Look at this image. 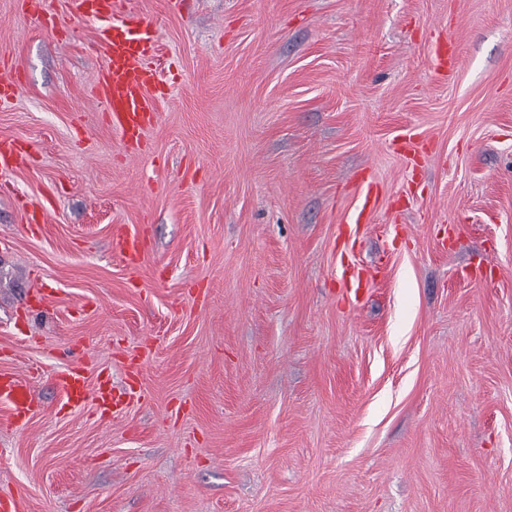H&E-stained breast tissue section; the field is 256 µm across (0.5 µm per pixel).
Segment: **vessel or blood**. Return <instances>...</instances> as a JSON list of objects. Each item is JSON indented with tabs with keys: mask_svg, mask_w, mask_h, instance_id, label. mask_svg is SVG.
<instances>
[{
	"mask_svg": "<svg viewBox=\"0 0 512 512\" xmlns=\"http://www.w3.org/2000/svg\"><path fill=\"white\" fill-rule=\"evenodd\" d=\"M67 4L75 20L96 25L95 41L103 50L105 64L93 74L91 84L108 105L112 129L126 139L140 137L158 112V79L151 63L155 51L151 25L136 15L122 12L116 0H67ZM33 159V152L18 140L0 141V172L29 166ZM377 199L373 185L362 186L350 223H366ZM342 277L350 296L357 300L364 297L366 273L349 267L344 269ZM40 371V365L36 364L27 378L0 373V402L8 405V425H18L34 414L37 398L33 379ZM55 384L71 408L78 409L90 402L96 413L104 417L121 409L122 401L116 396L111 375L101 374L96 382H89L83 364H70L56 376Z\"/></svg>",
	"mask_w": 512,
	"mask_h": 512,
	"instance_id": "obj_1",
	"label": "vessel or blood"
}]
</instances>
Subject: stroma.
Instances as JSON below:
<instances>
[{"label":"stroma","instance_id":"stroma-1","mask_svg":"<svg viewBox=\"0 0 512 512\" xmlns=\"http://www.w3.org/2000/svg\"><path fill=\"white\" fill-rule=\"evenodd\" d=\"M161 96L131 143L58 40L0 0V424L26 512H512V0H122ZM452 39L449 81L431 49ZM420 137L408 160L394 146ZM379 202L350 240L363 181ZM46 212L24 230L23 208ZM144 248H111L118 227ZM383 275L351 302L346 264ZM54 293L30 311L36 289ZM127 400L70 409L72 356ZM34 159L32 151L17 139L0 141V172L29 166ZM41 366L35 364L31 368V376L19 378L8 373H0V402L8 405L6 422L9 426H17L34 414L37 408L36 391L33 379L40 375Z\"/></svg>","mask_w":512,"mask_h":512}]
</instances>
